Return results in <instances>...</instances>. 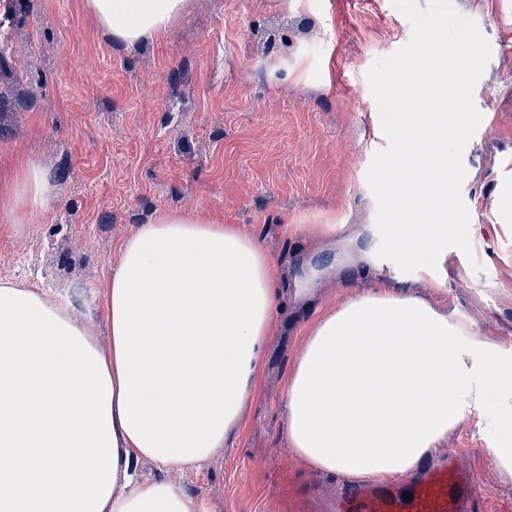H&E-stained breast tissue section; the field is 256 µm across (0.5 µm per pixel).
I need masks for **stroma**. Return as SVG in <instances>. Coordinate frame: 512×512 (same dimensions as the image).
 <instances>
[{
	"label": "stroma",
	"mask_w": 512,
	"mask_h": 512,
	"mask_svg": "<svg viewBox=\"0 0 512 512\" xmlns=\"http://www.w3.org/2000/svg\"><path fill=\"white\" fill-rule=\"evenodd\" d=\"M492 48L475 89L491 131L463 161L472 257L449 248L430 275L385 274L366 172L386 147L366 72L411 36L391 0H187L160 38L112 39L86 0H0V178L35 163L52 197L28 224L0 222V281L37 280L109 351L103 284L120 245L157 212L235 225L276 262L282 308L237 430L198 470H159L204 512H335L341 477L314 472L285 434L287 377L314 315L381 286L512 339V0H453ZM494 434L466 418L438 448L466 451L488 506L512 512V477L488 462Z\"/></svg>",
	"instance_id": "obj_1"
}]
</instances>
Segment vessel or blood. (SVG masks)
<instances>
[{"mask_svg": "<svg viewBox=\"0 0 512 512\" xmlns=\"http://www.w3.org/2000/svg\"><path fill=\"white\" fill-rule=\"evenodd\" d=\"M482 503L468 454L455 453L397 485L343 483L336 512H479Z\"/></svg>", "mask_w": 512, "mask_h": 512, "instance_id": "1", "label": "vessel or blood"}]
</instances>
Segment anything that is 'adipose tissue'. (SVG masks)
<instances>
[{"instance_id": "adipose-tissue-1", "label": "adipose tissue", "mask_w": 512, "mask_h": 512, "mask_svg": "<svg viewBox=\"0 0 512 512\" xmlns=\"http://www.w3.org/2000/svg\"><path fill=\"white\" fill-rule=\"evenodd\" d=\"M112 38L162 36L185 0H87ZM52 193L31 163L0 181V221ZM276 264L230 224L161 211L120 246L105 283L112 351L66 294L0 282V512H201L142 458L197 468L255 391ZM289 448L310 467L384 482L417 469L461 419L495 407L491 465L512 477V342L385 288L319 315L286 386Z\"/></svg>"}]
</instances>
